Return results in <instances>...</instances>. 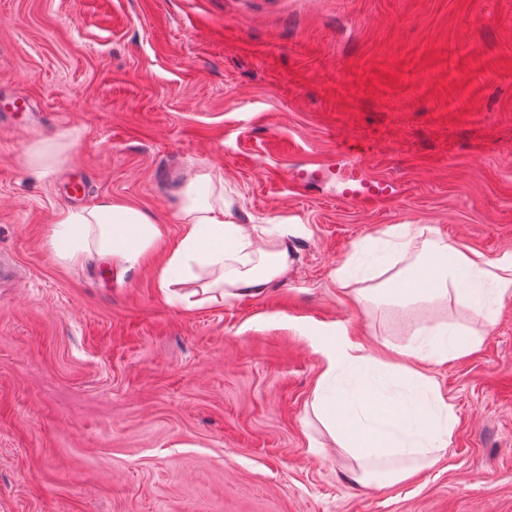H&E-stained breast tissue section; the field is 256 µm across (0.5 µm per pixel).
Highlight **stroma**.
Returning <instances> with one entry per match:
<instances>
[{"mask_svg":"<svg viewBox=\"0 0 512 512\" xmlns=\"http://www.w3.org/2000/svg\"><path fill=\"white\" fill-rule=\"evenodd\" d=\"M0 512H512V303L480 348L421 363L447 457L345 482L310 403L337 335L386 358L414 315L333 273L388 227L512 256V0H0ZM69 145L47 173L28 146ZM224 181L240 224H288L256 297L188 308L157 272L179 191ZM83 193L70 198L72 183ZM376 182L370 205L345 188ZM109 199L165 236L137 267L68 265L63 209Z\"/></svg>","mask_w":512,"mask_h":512,"instance_id":"35a3bbf8","label":"stroma"}]
</instances>
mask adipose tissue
<instances>
[{"instance_id": "adipose-tissue-1", "label": "adipose tissue", "mask_w": 512, "mask_h": 512, "mask_svg": "<svg viewBox=\"0 0 512 512\" xmlns=\"http://www.w3.org/2000/svg\"><path fill=\"white\" fill-rule=\"evenodd\" d=\"M223 179L196 173L181 191L175 214L178 245L158 270L167 301L228 302L261 294L288 269V227L239 224L230 218ZM163 224L146 212L104 201L61 211L50 244L62 261L81 265L99 259L136 267L162 240ZM385 248L397 271L374 289V302L426 309L454 300L471 320L418 326L407 343L388 344V360L344 342L326 352L325 369L312 402L315 417L355 463L349 483L385 487L410 480L448 452L457 417L419 362L443 364L479 349L481 326L493 323L512 298V258L490 262L474 250L448 243L432 227L395 225Z\"/></svg>"}]
</instances>
